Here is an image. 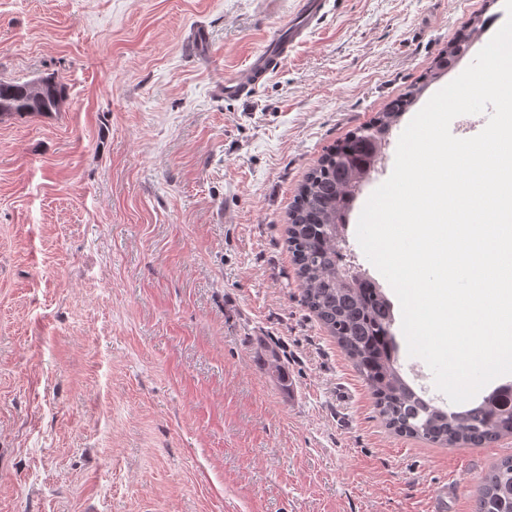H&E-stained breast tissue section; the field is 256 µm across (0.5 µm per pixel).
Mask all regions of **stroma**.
I'll return each instance as SVG.
<instances>
[{"mask_svg":"<svg viewBox=\"0 0 512 512\" xmlns=\"http://www.w3.org/2000/svg\"><path fill=\"white\" fill-rule=\"evenodd\" d=\"M292 4L0 0V78L69 93L0 115V512H475L512 456L387 429L286 235L325 149L504 0H332L225 99Z\"/></svg>","mask_w":512,"mask_h":512,"instance_id":"stroma-1","label":"stroma"}]
</instances>
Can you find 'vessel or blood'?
<instances>
[{"instance_id": "1", "label": "vessel or blood", "mask_w": 512, "mask_h": 512, "mask_svg": "<svg viewBox=\"0 0 512 512\" xmlns=\"http://www.w3.org/2000/svg\"><path fill=\"white\" fill-rule=\"evenodd\" d=\"M327 4L328 0H298L290 14L279 20L276 33L266 47L252 55L249 65L243 71L225 75V97L243 98L258 83L276 73L288 56L289 46L305 39L324 16Z\"/></svg>"}]
</instances>
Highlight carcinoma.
Segmentation results:
<instances>
[{"label": "carcinoma", "instance_id": "1", "mask_svg": "<svg viewBox=\"0 0 512 512\" xmlns=\"http://www.w3.org/2000/svg\"><path fill=\"white\" fill-rule=\"evenodd\" d=\"M487 25L484 20L456 37L434 59L422 84L328 148L306 174L288 211V249L305 305L352 361L386 427L448 448L512 436V382L462 411L448 413L423 400L399 370L392 302L371 276L346 260L340 243L361 186L379 162L394 126L429 82L455 67ZM66 100V84L53 74L29 82L0 79V115L58 112ZM476 512H512V457L483 478Z\"/></svg>", "mask_w": 512, "mask_h": 512}]
</instances>
